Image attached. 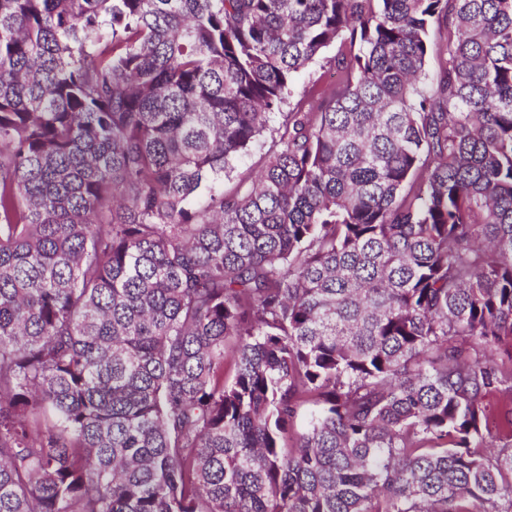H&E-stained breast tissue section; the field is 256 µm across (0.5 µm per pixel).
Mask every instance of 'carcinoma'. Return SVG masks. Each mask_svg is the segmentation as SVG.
Returning a JSON list of instances; mask_svg holds the SVG:
<instances>
[{
  "label": "carcinoma",
  "mask_w": 512,
  "mask_h": 512,
  "mask_svg": "<svg viewBox=\"0 0 512 512\" xmlns=\"http://www.w3.org/2000/svg\"><path fill=\"white\" fill-rule=\"evenodd\" d=\"M511 339L512 0H0V512H512Z\"/></svg>",
  "instance_id": "obj_1"
}]
</instances>
